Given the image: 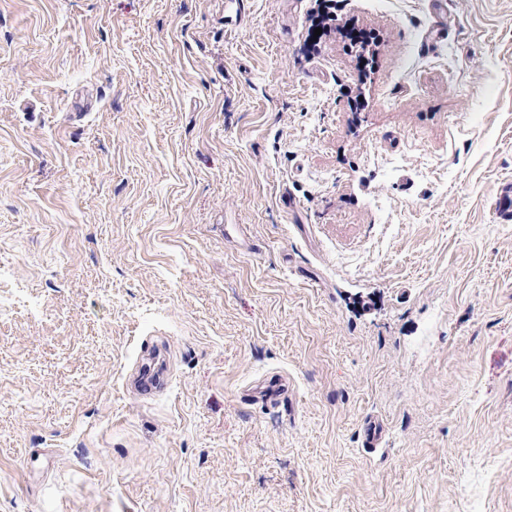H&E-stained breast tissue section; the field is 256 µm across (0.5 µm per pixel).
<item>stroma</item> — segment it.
<instances>
[{"label": "stroma", "mask_w": 512, "mask_h": 512, "mask_svg": "<svg viewBox=\"0 0 512 512\" xmlns=\"http://www.w3.org/2000/svg\"><path fill=\"white\" fill-rule=\"evenodd\" d=\"M509 180L512 0H0V512H512Z\"/></svg>", "instance_id": "obj_1"}]
</instances>
